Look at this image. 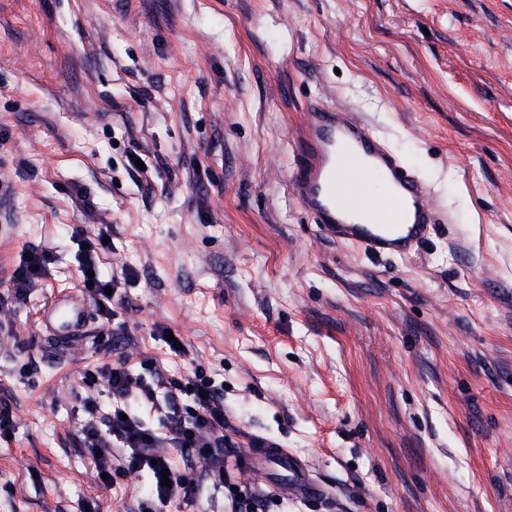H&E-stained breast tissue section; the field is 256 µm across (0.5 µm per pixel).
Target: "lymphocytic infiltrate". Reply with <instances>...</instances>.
Masks as SVG:
<instances>
[{"mask_svg": "<svg viewBox=\"0 0 512 512\" xmlns=\"http://www.w3.org/2000/svg\"><path fill=\"white\" fill-rule=\"evenodd\" d=\"M76 240L82 246V281L88 284L90 296L102 304L110 302L111 297L106 290L118 288L119 279L104 281L92 276L97 269L98 252L106 246L104 236L92 239L80 233ZM96 374L115 397L135 395L144 404L154 400V388L142 376L134 374L126 361L103 363L97 367ZM184 391L190 394L193 403L184 408L172 406L167 417L166 434L162 437L144 427L136 416H124L119 407L113 409L105 427H98L94 420L97 402L93 397H85L83 407L89 419L82 427L81 441L97 473H111L110 448L118 443L128 450L122 459L124 469L130 474L150 472L153 492L162 502L176 498L189 504L198 494L195 479L172 467L166 448L177 449L186 455H198L216 477H223L224 390L210 380L200 378L187 382Z\"/></svg>", "mask_w": 512, "mask_h": 512, "instance_id": "lymphocytic-infiltrate-1", "label": "lymphocytic infiltrate"}]
</instances>
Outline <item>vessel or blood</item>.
<instances>
[{
  "label": "vessel or blood",
  "mask_w": 512,
  "mask_h": 512,
  "mask_svg": "<svg viewBox=\"0 0 512 512\" xmlns=\"http://www.w3.org/2000/svg\"><path fill=\"white\" fill-rule=\"evenodd\" d=\"M304 140L292 190L328 236L368 252L400 256L426 237L437 217L425 186L368 123L343 107L312 105L306 109ZM352 157L360 159L372 182L339 181L338 169ZM42 322L50 336L76 340L87 328L85 303L71 296L56 299ZM242 457L246 474L257 476L274 466L285 471L280 489L289 498L325 497L307 465L276 443L253 439Z\"/></svg>",
  "instance_id": "obj_1"
}]
</instances>
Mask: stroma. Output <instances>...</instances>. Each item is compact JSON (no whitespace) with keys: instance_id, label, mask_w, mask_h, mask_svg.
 I'll use <instances>...</instances> for the list:
<instances>
[{"instance_id":"obj_1","label":"stroma","mask_w":512,"mask_h":512,"mask_svg":"<svg viewBox=\"0 0 512 512\" xmlns=\"http://www.w3.org/2000/svg\"><path fill=\"white\" fill-rule=\"evenodd\" d=\"M311 103L426 185L438 222L414 253L337 242L298 203ZM80 229L106 232L98 271L128 269V305L90 302L61 344L40 317L82 290ZM28 248L49 260L0 316V512H238L177 450L189 505L146 472L102 486L80 445L84 396L162 435L171 384L198 375L224 389V476L265 512L325 510L279 469L241 475L255 436L334 512H512V0H0L1 297ZM121 357L156 406L83 382ZM244 466L242 472L252 477L276 466L286 472L287 478L281 483V491L292 499L324 501L326 491L314 477L307 465L291 454L287 448L262 438L251 440L243 448Z\"/></svg>"}]
</instances>
